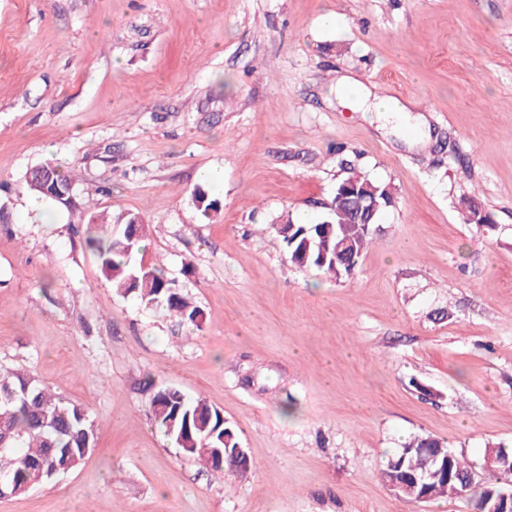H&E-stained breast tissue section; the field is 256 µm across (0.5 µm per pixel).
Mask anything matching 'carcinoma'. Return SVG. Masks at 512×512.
<instances>
[{"label":"carcinoma","instance_id":"obj_1","mask_svg":"<svg viewBox=\"0 0 512 512\" xmlns=\"http://www.w3.org/2000/svg\"><path fill=\"white\" fill-rule=\"evenodd\" d=\"M396 197L389 184L348 172L336 185L326 204L327 221L300 223L282 221L283 247L292 264L314 269L340 280L353 274L363 254L373 243L374 224L394 207ZM113 223L95 221L97 234L85 239L97 257L100 270L116 294L132 297L151 307H163L182 325L200 327L201 309L169 279L162 267L136 261L147 236V225L133 213L119 214ZM345 248L338 249L339 244ZM149 411L153 423L174 445L226 476H242L248 469L232 455L240 446L234 428L218 409L201 399H190L180 390L160 387L152 395ZM0 479L7 481L11 496L28 493L34 486L77 469L96 446V428L85 407L66 401L22 371L0 369ZM211 448L229 450L220 463ZM447 442L430 435H417L388 459L383 477L387 485L411 487L401 495L409 500L457 497L459 477L474 468L464 456H447ZM477 480L480 489L471 493L478 512H489L499 494L512 487V473L492 468Z\"/></svg>","mask_w":512,"mask_h":512}]
</instances>
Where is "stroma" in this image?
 Listing matches in <instances>:
<instances>
[{
  "instance_id": "obj_1",
  "label": "stroma",
  "mask_w": 512,
  "mask_h": 512,
  "mask_svg": "<svg viewBox=\"0 0 512 512\" xmlns=\"http://www.w3.org/2000/svg\"><path fill=\"white\" fill-rule=\"evenodd\" d=\"M347 78L421 130L339 101ZM45 162L78 175L47 220L24 187ZM349 166L396 205L338 281L275 226L321 218ZM121 213L201 327L113 294L84 232ZM0 368L97 428L0 512H476L381 471L417 434L477 467L512 442V0H0ZM161 387L223 412L246 477L175 447Z\"/></svg>"
}]
</instances>
